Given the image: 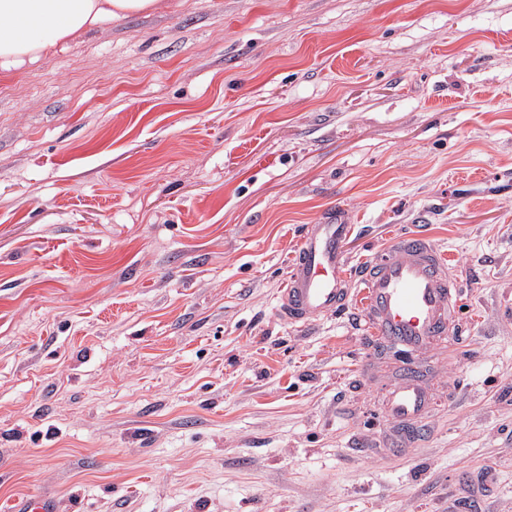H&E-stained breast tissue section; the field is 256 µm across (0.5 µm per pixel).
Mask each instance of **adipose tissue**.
<instances>
[{
    "label": "adipose tissue",
    "mask_w": 512,
    "mask_h": 512,
    "mask_svg": "<svg viewBox=\"0 0 512 512\" xmlns=\"http://www.w3.org/2000/svg\"><path fill=\"white\" fill-rule=\"evenodd\" d=\"M158 0H0V75L81 33L153 11Z\"/></svg>",
    "instance_id": "ef3b65f1"
}]
</instances>
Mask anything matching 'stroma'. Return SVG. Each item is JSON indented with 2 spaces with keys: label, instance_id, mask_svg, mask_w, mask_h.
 <instances>
[{
  "label": "stroma",
  "instance_id": "stroma-1",
  "mask_svg": "<svg viewBox=\"0 0 512 512\" xmlns=\"http://www.w3.org/2000/svg\"><path fill=\"white\" fill-rule=\"evenodd\" d=\"M160 2L0 77V512H512V0ZM336 209L460 286L408 455L356 303L279 313ZM13 507L9 510L13 512H57L58 502L55 498L48 495H39L35 497H23L12 503Z\"/></svg>",
  "mask_w": 512,
  "mask_h": 512
}]
</instances>
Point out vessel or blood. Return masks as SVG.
Listing matches in <instances>:
<instances>
[{"instance_id": "vessel-or-blood-1", "label": "vessel or blood", "mask_w": 512, "mask_h": 512, "mask_svg": "<svg viewBox=\"0 0 512 512\" xmlns=\"http://www.w3.org/2000/svg\"><path fill=\"white\" fill-rule=\"evenodd\" d=\"M351 232L342 214L327 217L302 236L291 265L281 316L292 323L334 314L352 293L345 274L343 244ZM359 321L379 349L398 354L400 376L383 389L382 411L389 430L384 452L401 454L424 430L438 404L419 363L441 349L456 322L460 289L438 246L422 231L397 236L359 271ZM12 512H58L48 495L23 497Z\"/></svg>"}]
</instances>
